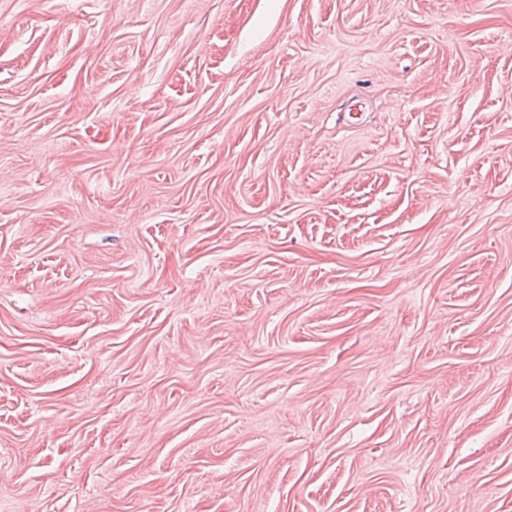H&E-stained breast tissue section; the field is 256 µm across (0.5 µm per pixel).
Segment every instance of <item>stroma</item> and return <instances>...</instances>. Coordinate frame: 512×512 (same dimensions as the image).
<instances>
[{"label":"stroma","instance_id":"obj_1","mask_svg":"<svg viewBox=\"0 0 512 512\" xmlns=\"http://www.w3.org/2000/svg\"><path fill=\"white\" fill-rule=\"evenodd\" d=\"M0 512H512V0H0Z\"/></svg>","mask_w":512,"mask_h":512}]
</instances>
